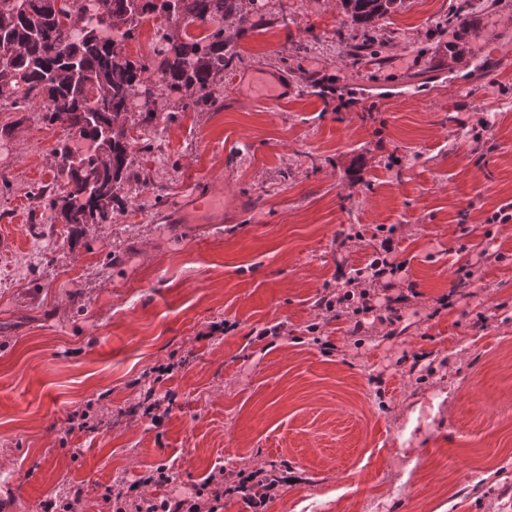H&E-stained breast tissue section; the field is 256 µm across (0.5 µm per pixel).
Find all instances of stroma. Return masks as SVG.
I'll return each instance as SVG.
<instances>
[{"instance_id": "obj_1", "label": "stroma", "mask_w": 512, "mask_h": 512, "mask_svg": "<svg viewBox=\"0 0 512 512\" xmlns=\"http://www.w3.org/2000/svg\"><path fill=\"white\" fill-rule=\"evenodd\" d=\"M259 2L252 30L227 32L238 60L212 105L162 87L156 67L160 32L199 40L216 23L153 13L123 42L154 113L127 116L111 223L52 210L68 188L55 150L85 142L39 105L16 110L24 84L0 99V232L15 244L0 258V512H41L71 486L100 512L116 481L159 501L214 468L231 485L267 465L282 483L263 512L512 501V222L490 221L512 205V0H401L372 29L341 0ZM458 13L468 29L448 25ZM361 43L374 54L353 60ZM256 74L292 95L259 100ZM200 189L251 206L168 223ZM351 226L363 239L342 243ZM381 227L416 317L358 334L323 321L316 300L364 266ZM149 392L171 402L161 422L136 410ZM169 468L174 485H140Z\"/></svg>"}]
</instances>
